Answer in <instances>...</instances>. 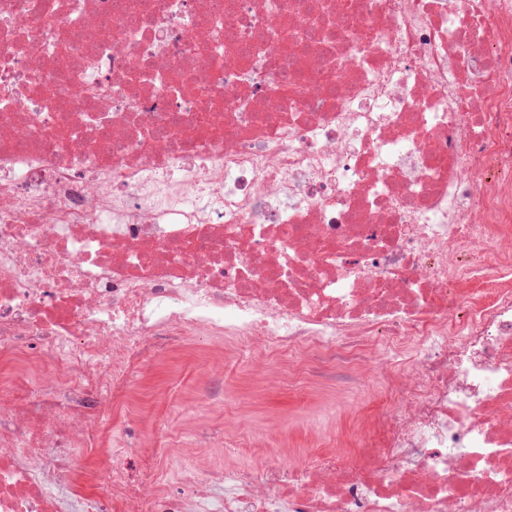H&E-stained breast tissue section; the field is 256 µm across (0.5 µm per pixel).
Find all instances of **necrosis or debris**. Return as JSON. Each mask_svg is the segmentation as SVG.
Wrapping results in <instances>:
<instances>
[{
	"label": "necrosis or debris",
	"mask_w": 512,
	"mask_h": 512,
	"mask_svg": "<svg viewBox=\"0 0 512 512\" xmlns=\"http://www.w3.org/2000/svg\"><path fill=\"white\" fill-rule=\"evenodd\" d=\"M118 2L0 0V512H98L90 456L112 512H512V0ZM200 335L336 392L386 348L359 465L108 456Z\"/></svg>",
	"instance_id": "obj_1"
}]
</instances>
